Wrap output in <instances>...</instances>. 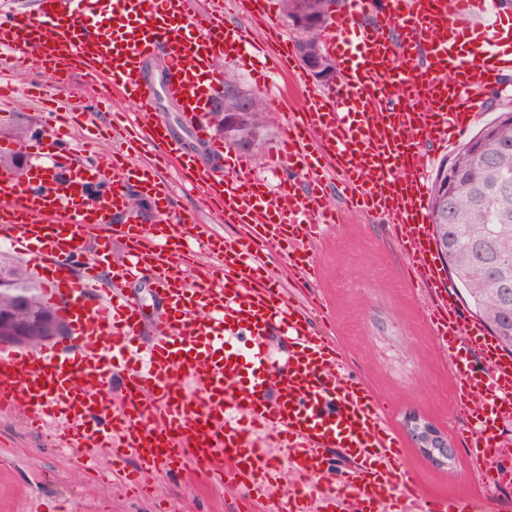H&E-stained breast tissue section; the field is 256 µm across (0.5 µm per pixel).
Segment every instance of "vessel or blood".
<instances>
[{
	"label": "vessel or blood",
	"instance_id": "vessel-or-blood-1",
	"mask_svg": "<svg viewBox=\"0 0 512 512\" xmlns=\"http://www.w3.org/2000/svg\"><path fill=\"white\" fill-rule=\"evenodd\" d=\"M485 6L345 0L322 37L339 64L336 83L309 91L290 113L272 158L287 174L279 191L249 182V160H237L228 176L180 151L159 117L130 153L97 156L68 179L44 165L23 183L1 173L0 241L44 274L70 333L46 349H0V411H21L36 429L55 426L91 460L103 451L133 455L132 486L180 464L227 477L240 500L264 501V512H489L485 488L512 480V450L500 439L512 420V353L462 316L435 261L426 195L430 148L454 144L477 120L481 90L512 73V19L464 21ZM190 10L189 0H41L38 18L0 20V47L51 58L60 73L82 70L141 109L149 101L145 64L162 54L166 92L204 136L201 89L223 82L215 60L261 56L275 73L290 52L287 41L274 48L226 21L222 0L196 16ZM163 166L195 171L193 191L203 205L219 204L240 237L219 246L208 225L170 221L175 201ZM140 173L167 218L153 235L134 219L111 221ZM345 210L383 218L408 284L433 291L425 316L448 354L454 398L469 405L465 466L480 491L468 500L421 492L401 466L404 448L384 404L345 368L324 305L287 301L269 267L276 253L289 275L316 279L309 245ZM117 238L132 245L115 265ZM200 248L209 256L203 265ZM145 274L165 306L148 326L120 289ZM274 331L292 347L280 375L265 352ZM118 365L125 376L114 402L107 392ZM335 450L349 468L327 467ZM285 473L287 495L273 496Z\"/></svg>",
	"mask_w": 512,
	"mask_h": 512
}]
</instances>
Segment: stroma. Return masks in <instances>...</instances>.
Wrapping results in <instances>:
<instances>
[{
  "instance_id": "obj_1",
  "label": "stroma",
  "mask_w": 512,
  "mask_h": 512,
  "mask_svg": "<svg viewBox=\"0 0 512 512\" xmlns=\"http://www.w3.org/2000/svg\"><path fill=\"white\" fill-rule=\"evenodd\" d=\"M0 78L13 90L0 106V167L12 158L28 164L67 155L72 164H87L94 151L126 152L139 130L125 125L114 131V114L128 110L120 97L100 102L101 87L70 74L58 90L36 55L25 62L0 54ZM154 112L161 114L174 143L192 154H217L219 161L236 157L225 147L214 151L184 121L172 101L158 95ZM167 179L177 196L178 211L212 225L219 237H237L234 224L216 221L187 193L176 173ZM379 219L349 217L312 248L321 272L316 288L329 304L335 331L351 372L363 376L375 395L391 402V421L401 439L405 470L429 495H467L472 476L464 467L461 441L454 430L463 410L452 395V381L425 320L422 292L410 288L400 258L386 243ZM420 415L447 434L455 463L442 470L429 463L406 429L409 414ZM68 498L72 512H226L234 499L226 483L187 481L177 474L152 477L145 493L88 483L82 461L54 447L47 433L31 429L15 412H0V512H51L58 498Z\"/></svg>"
}]
</instances>
